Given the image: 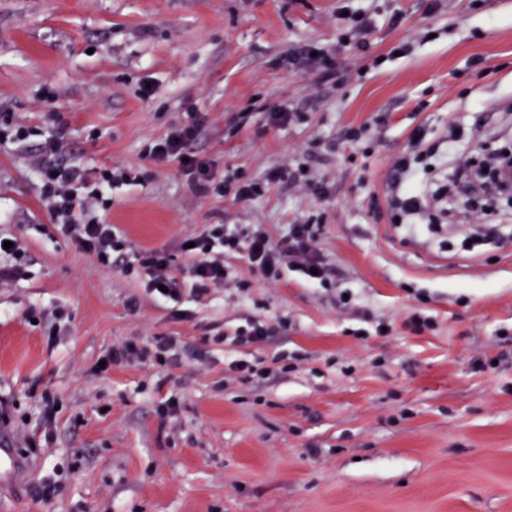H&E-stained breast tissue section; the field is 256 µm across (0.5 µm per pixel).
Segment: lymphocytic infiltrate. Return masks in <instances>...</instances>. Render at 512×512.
Wrapping results in <instances>:
<instances>
[{
	"instance_id": "lymphocytic-infiltrate-1",
	"label": "lymphocytic infiltrate",
	"mask_w": 512,
	"mask_h": 512,
	"mask_svg": "<svg viewBox=\"0 0 512 512\" xmlns=\"http://www.w3.org/2000/svg\"><path fill=\"white\" fill-rule=\"evenodd\" d=\"M204 126V116L192 114L189 122L172 127L153 141L144 154L155 162L178 160L182 171L198 183L201 191L219 197L231 194L251 200L261 196L269 184L281 177V170L276 169L269 173L266 182L259 183L230 171L222 180H215L208 163L190 149ZM408 143V150L396 157L387 179L391 192L389 220L394 224L420 223L433 203L444 212L455 206V198L449 195L446 185L424 186L413 177L415 165L431 150L424 130H413ZM67 151L66 132L57 130L45 140V159L36 166L41 196L48 205L56 235L101 265L109 267L117 263L124 273L143 272L144 286L151 293H158L164 287L171 300L179 299L185 288L197 298L208 295L211 289L223 287L230 276L222 260L227 253L245 255L272 282L279 281L287 270L298 273L313 287L327 285L334 277V269L317 247L319 227L308 220L289 225L288 235L280 243L273 242L260 228L208 225L203 232L192 235L193 245L184 251L188 267L181 275H174L173 258L167 251L133 248L118 228L104 220L105 213L112 208L113 188L137 182L138 171L101 167L90 172L64 161Z\"/></svg>"
}]
</instances>
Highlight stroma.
<instances>
[{"label": "stroma", "instance_id": "1", "mask_svg": "<svg viewBox=\"0 0 512 512\" xmlns=\"http://www.w3.org/2000/svg\"><path fill=\"white\" fill-rule=\"evenodd\" d=\"M427 2L0 0V113L33 130L0 144V236L19 240L28 271L0 288V442L26 464L0 489V512H512V362L474 365L512 350V209H491L501 242L477 254L460 248L480 230L461 212L411 241L370 211L417 127L435 146L420 183L445 163L451 129L468 156L512 144V0H441L433 13ZM346 8L372 21L364 49L339 44L353 28ZM405 42L411 52L394 55ZM303 43L335 51V73L289 67ZM273 107L304 118L271 125ZM194 112L207 122L193 150L216 173L262 180L302 166L331 196L283 179L247 202L219 198L177 161L143 159ZM362 124L365 139L347 141ZM60 127L85 169L142 166L108 214L135 248L166 250L182 269L180 240L205 225H257L278 242L320 214L334 286L288 271L270 283L237 255L229 284L203 299L156 298L138 274L55 236L34 165ZM416 289L434 330L403 325ZM252 316L288 327L259 345L211 340ZM374 317L394 320L393 335L354 339ZM162 335L207 356L99 371L113 344L148 350ZM281 354L292 368H273ZM233 359L270 373L239 382L224 373Z\"/></svg>", "mask_w": 512, "mask_h": 512}]
</instances>
